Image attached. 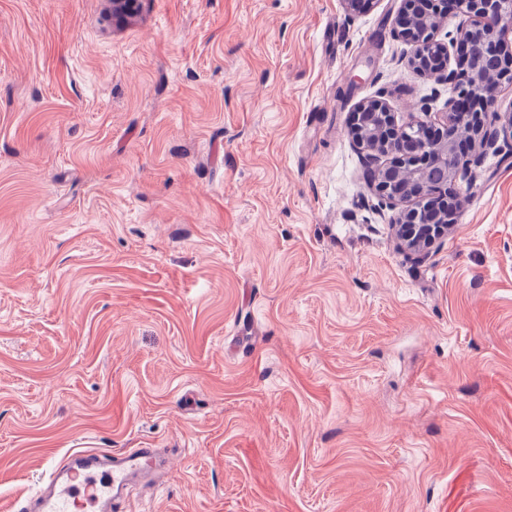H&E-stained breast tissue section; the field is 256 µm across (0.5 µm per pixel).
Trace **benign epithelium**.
Returning a JSON list of instances; mask_svg holds the SVG:
<instances>
[{"mask_svg":"<svg viewBox=\"0 0 512 512\" xmlns=\"http://www.w3.org/2000/svg\"><path fill=\"white\" fill-rule=\"evenodd\" d=\"M453 7L460 23L448 43L437 40ZM396 35L412 47L413 70L448 93L446 111L434 122H401L388 103L365 99L353 109L349 133L363 153L365 176L380 198L400 209L393 225L397 248L419 262L448 231L458 190L472 180L482 157L499 138L512 139V111L493 112L500 89L512 85V0H402ZM505 68L507 82H490L473 43ZM470 129V149L458 131Z\"/></svg>","mask_w":512,"mask_h":512,"instance_id":"1","label":"benign epithelium"}]
</instances>
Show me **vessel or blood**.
<instances>
[{"instance_id": "vessel-or-blood-1", "label": "vessel or blood", "mask_w": 512, "mask_h": 512, "mask_svg": "<svg viewBox=\"0 0 512 512\" xmlns=\"http://www.w3.org/2000/svg\"><path fill=\"white\" fill-rule=\"evenodd\" d=\"M164 459L155 448L118 453L70 449L34 493L10 502L9 512H119L124 491L154 480Z\"/></svg>"}]
</instances>
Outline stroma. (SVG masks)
<instances>
[{"instance_id":"35a3bbf8","label":"stroma","mask_w":512,"mask_h":512,"mask_svg":"<svg viewBox=\"0 0 512 512\" xmlns=\"http://www.w3.org/2000/svg\"><path fill=\"white\" fill-rule=\"evenodd\" d=\"M401 0H0V505L159 448L124 512H512V146L431 257L348 134L433 83Z\"/></svg>"}]
</instances>
